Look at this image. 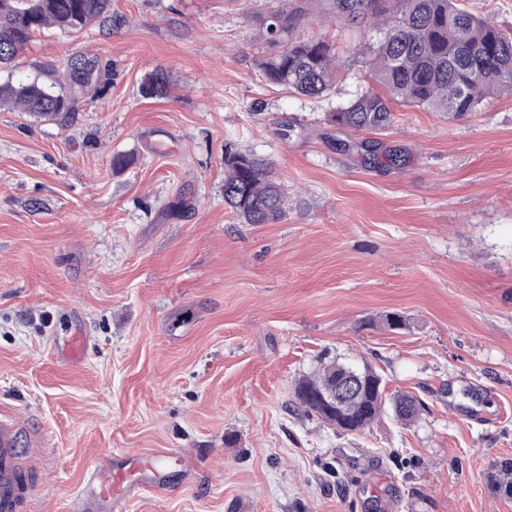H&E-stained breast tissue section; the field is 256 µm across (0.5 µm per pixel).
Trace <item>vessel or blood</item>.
Returning a JSON list of instances; mask_svg holds the SVG:
<instances>
[{"label": "vessel or blood", "mask_w": 512, "mask_h": 512, "mask_svg": "<svg viewBox=\"0 0 512 512\" xmlns=\"http://www.w3.org/2000/svg\"><path fill=\"white\" fill-rule=\"evenodd\" d=\"M14 420L0 416V512H28L36 492L32 475L20 465ZM188 471L191 460L177 448H161L150 454L127 453L118 461L96 468L75 499V512H126L136 490L166 489V468Z\"/></svg>", "instance_id": "obj_1"}]
</instances>
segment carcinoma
I'll return each instance as SVG.
<instances>
[{
    "mask_svg": "<svg viewBox=\"0 0 512 512\" xmlns=\"http://www.w3.org/2000/svg\"><path fill=\"white\" fill-rule=\"evenodd\" d=\"M333 21L363 30L360 55L383 91L365 90L330 110V122L355 133L382 130L393 121L396 104L446 112L459 117L474 112L491 93L512 90V31H503L465 10L458 0H294L258 19L273 47L263 62L266 81L289 92L325 100L339 79L336 48L324 39L300 33L309 6ZM110 0H0V65L11 63L34 34L45 28L76 32L106 19ZM108 72L81 79L67 72L70 92L57 93L37 82L0 84V106L52 120L72 111L92 83ZM282 196L262 160L227 146L224 149V204L247 224L279 219ZM350 368L332 361L295 383L297 408L318 417L337 432L356 434L379 420L383 407L404 422L423 410L409 393L385 395L382 377L372 364L356 365L359 392L339 413L326 411L316 395L337 384ZM491 482L512 497V459L492 465Z\"/></svg>",
    "mask_w": 512,
    "mask_h": 512,
    "instance_id": "obj_1",
    "label": "carcinoma"
}]
</instances>
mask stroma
<instances>
[{
    "label": "stroma",
    "instance_id": "1",
    "mask_svg": "<svg viewBox=\"0 0 512 512\" xmlns=\"http://www.w3.org/2000/svg\"><path fill=\"white\" fill-rule=\"evenodd\" d=\"M280 4L112 0L111 21L36 34L0 70H111L68 118L0 109V414L30 450L33 512L159 448L195 468L127 512H512L489 483L512 458V96L459 118L396 106L372 137L403 164H366L327 120L378 87L339 27L301 28L336 42L330 99L263 78L255 19ZM157 69L167 91L146 95ZM228 144L267 162L281 219L225 207ZM336 359L425 411L352 435L294 411L296 381Z\"/></svg>",
    "mask_w": 512,
    "mask_h": 512
}]
</instances>
